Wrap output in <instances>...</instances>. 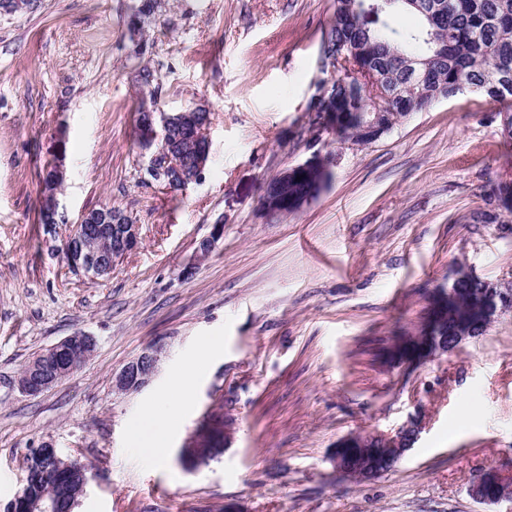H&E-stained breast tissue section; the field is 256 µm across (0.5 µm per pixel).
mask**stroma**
I'll return each mask as SVG.
<instances>
[{
    "instance_id": "1",
    "label": "stroma",
    "mask_w": 512,
    "mask_h": 512,
    "mask_svg": "<svg viewBox=\"0 0 512 512\" xmlns=\"http://www.w3.org/2000/svg\"><path fill=\"white\" fill-rule=\"evenodd\" d=\"M135 3L38 0L0 15V512L43 442L92 469L77 512H506L469 488L512 469V311L452 352H395L457 269L512 280L503 104L466 89L372 143H340L306 110L335 0H158L140 36L128 31ZM140 63L160 108L212 113L205 178L185 191L141 174ZM60 136L63 221L48 226L40 177ZM329 151L315 200L285 218L264 209L283 168ZM102 205L139 224L140 244L109 277L82 278L63 245ZM219 222L218 247L184 275ZM76 332L95 336L94 357L23 394L21 368ZM210 336L224 346L166 460L144 461L128 424ZM153 344L164 354L151 384L115 392L113 372ZM227 419L222 454L182 463ZM412 421L421 431L391 470H334L340 439Z\"/></svg>"
}]
</instances>
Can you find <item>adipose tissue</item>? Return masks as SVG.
Segmentation results:
<instances>
[{
	"label": "adipose tissue",
	"mask_w": 512,
	"mask_h": 512,
	"mask_svg": "<svg viewBox=\"0 0 512 512\" xmlns=\"http://www.w3.org/2000/svg\"><path fill=\"white\" fill-rule=\"evenodd\" d=\"M221 344L220 337L207 338L201 345L199 358L186 361L175 370L166 387L133 423V441L140 454L151 462L166 459L174 428L193 406L194 386L202 371L203 360Z\"/></svg>",
	"instance_id": "1"
}]
</instances>
